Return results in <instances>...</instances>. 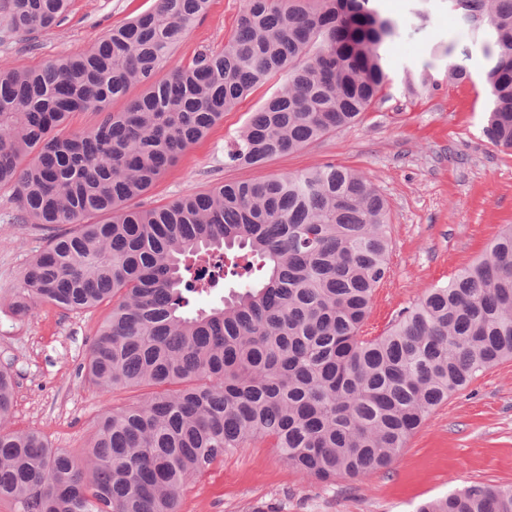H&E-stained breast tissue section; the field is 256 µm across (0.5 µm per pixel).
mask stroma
Here are the masks:
<instances>
[{"label": "stroma", "mask_w": 512, "mask_h": 512, "mask_svg": "<svg viewBox=\"0 0 512 512\" xmlns=\"http://www.w3.org/2000/svg\"><path fill=\"white\" fill-rule=\"evenodd\" d=\"M154 0H71L66 20L50 30L15 33L0 15V68L34 69L87 50L112 26L149 9ZM245 0H210V7L175 52L190 60L200 47L223 50ZM400 19L388 52L392 80L362 120L326 135L262 168L228 166L224 152L252 112L271 95L257 89L198 143L188 148L142 199L150 207L210 186L333 163L364 172L389 209V273L377 288L365 327L385 331L424 291L447 282L477 258L500 227L512 224V152L483 133L486 63L483 39L446 0H429V16L414 0H379ZM453 44L450 62L434 49ZM468 79L449 76V64ZM428 72L419 96L405 88L408 74ZM48 229L19 219L14 189L0 185V365L16 380L9 421L16 431L42 432L50 445L83 456L100 408L136 402L140 391H102L79 373L90 339L108 306L65 312L43 305L24 317L9 303L28 263L45 247ZM481 483L512 486V361L479 375L449 396L409 438L397 463L363 482L346 477L322 486L300 479L263 441L225 454L181 491V512H415L427 499Z\"/></svg>", "instance_id": "35a3bbf8"}]
</instances>
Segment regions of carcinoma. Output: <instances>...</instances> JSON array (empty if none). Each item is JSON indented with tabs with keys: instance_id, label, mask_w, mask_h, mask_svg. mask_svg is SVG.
<instances>
[{
	"instance_id": "1",
	"label": "carcinoma",
	"mask_w": 512,
	"mask_h": 512,
	"mask_svg": "<svg viewBox=\"0 0 512 512\" xmlns=\"http://www.w3.org/2000/svg\"><path fill=\"white\" fill-rule=\"evenodd\" d=\"M481 3L484 133L512 150V0ZM208 6L155 0L81 54L0 69V184L23 223L52 230L11 310L112 303L82 371L100 390L148 389L101 410L79 460L6 427L14 379L0 368V502L17 512H179L190 478L254 440L308 481H363L396 463L435 407L512 360V224L370 336L391 240L365 173L329 163L139 205L273 79L225 164L260 168L354 124L390 81L398 22L377 0H245L224 50L175 59ZM69 7L4 2L7 24L28 34ZM85 111L101 122L65 132ZM229 274L238 290L222 305L186 310ZM417 512H512V486L472 485Z\"/></svg>"
}]
</instances>
